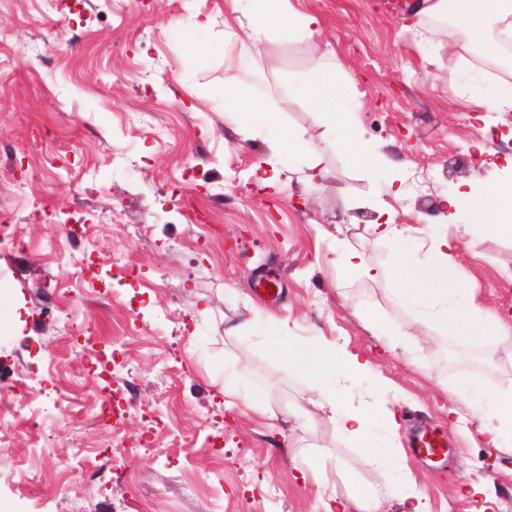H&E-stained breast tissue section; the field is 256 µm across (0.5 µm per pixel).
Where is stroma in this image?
Masks as SVG:
<instances>
[{
  "mask_svg": "<svg viewBox=\"0 0 512 512\" xmlns=\"http://www.w3.org/2000/svg\"><path fill=\"white\" fill-rule=\"evenodd\" d=\"M290 2L319 17L316 42L225 30L232 0H114L105 21L96 0H0V210L27 243L0 248V377L21 381L49 361L29 403L53 444L0 422L8 512H322L324 469L338 498L373 488L379 512H410L394 491L405 473L429 512H512V449L488 447L476 414L512 388V334L468 347L393 300L404 285L397 255L421 257L424 235H445L455 260L431 276L451 284L455 311L472 299L512 326V237L476 234L467 212L441 206L461 182L490 187L512 160V112L472 103L512 93V76H484L462 33L422 39L424 19L388 0ZM193 42L206 48L195 61ZM320 43L355 79L351 136L388 165L377 176L338 154L324 177L298 163L281 167L279 188H257L253 168L282 126L323 132L287 92L319 65ZM233 73L249 90L243 107L267 112L247 140L224 119ZM394 172L397 197L384 190ZM382 207L416 235L401 246L379 238ZM74 214L79 251L61 224ZM346 245L377 277L339 278ZM83 260L99 266L87 290L68 275ZM261 270L278 275L274 293L254 291ZM389 325L405 329L400 343ZM336 341L361 350L375 375L340 390L279 352ZM336 389L395 414L398 434H375L376 465L326 416H304ZM127 390L123 418L98 424L94 407ZM151 416L156 450L146 455L135 444ZM417 421L447 433L445 465L411 453ZM71 448L111 467V480L65 471ZM29 478L42 479L39 496L26 493Z\"/></svg>",
  "mask_w": 512,
  "mask_h": 512,
  "instance_id": "1",
  "label": "stroma"
}]
</instances>
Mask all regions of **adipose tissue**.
<instances>
[{
  "label": "adipose tissue",
  "mask_w": 512,
  "mask_h": 512,
  "mask_svg": "<svg viewBox=\"0 0 512 512\" xmlns=\"http://www.w3.org/2000/svg\"><path fill=\"white\" fill-rule=\"evenodd\" d=\"M422 12L434 20L453 19L466 38L481 45L486 53H495L503 44L512 45V0H424ZM243 17L251 38L258 42L272 36L283 43L310 40L320 31L319 18L292 9L289 0H250ZM227 86L224 112L234 118L242 135H251L261 122L263 108L258 104L248 110L241 107L245 87L237 76H229ZM352 86L351 76L340 65L332 64L314 68L307 79L294 87V94L308 111L318 114L324 132L315 140L298 129H283L272 144L267 166L255 170L261 185L274 184L278 166L296 160L303 161L310 171L323 173L329 159L339 152L363 167L373 170L380 167V160L348 134L355 119V112L349 105ZM449 206L470 212L477 223L483 224L485 231L512 237V183L495 185L491 191L480 194L468 185H460ZM453 252L452 241L432 239L425 259L412 266L418 287L400 290L397 302L423 309L434 320H449L447 289L424 288L420 282L432 265H447ZM287 354L301 369L324 377L336 374L355 380L371 370L369 361L345 344L300 350L291 346ZM317 406L328 413L337 429L347 436H366L373 424L388 430L397 427L394 413L375 405L347 410L341 406L338 396L327 394ZM479 419L489 446L502 447L505 439L512 435V391L500 394L488 408L480 410Z\"/></svg>",
  "instance_id": "1"
}]
</instances>
